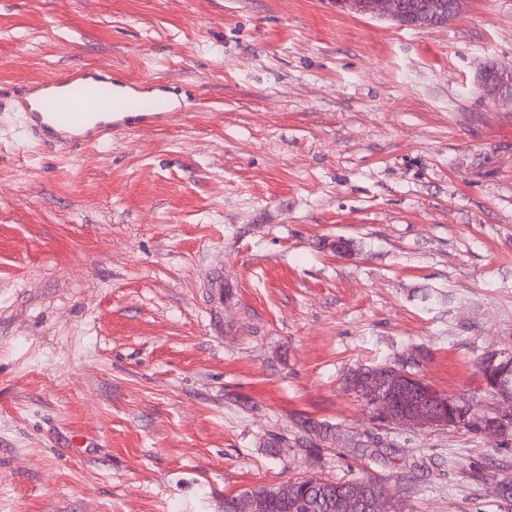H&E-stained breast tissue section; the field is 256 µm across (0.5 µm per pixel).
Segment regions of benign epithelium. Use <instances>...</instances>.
I'll use <instances>...</instances> for the list:
<instances>
[{
  "label": "benign epithelium",
  "instance_id": "7a95c632",
  "mask_svg": "<svg viewBox=\"0 0 512 512\" xmlns=\"http://www.w3.org/2000/svg\"><path fill=\"white\" fill-rule=\"evenodd\" d=\"M403 4L399 0H372L370 12L378 18H391L400 14ZM496 83L480 82L482 95L496 101L500 87L512 85V68L503 66L495 69ZM503 359V365L496 369L492 382L497 389L512 387V355L493 354L490 364ZM357 390L366 395H379L378 416L386 422H395L401 426L413 428L447 427L451 425L450 408L452 401L448 396L425 383L415 375L404 371L358 368L353 371ZM484 424L492 429L506 430L512 421V413L498 411L494 415L482 418ZM270 503L263 496L245 494L236 500V512H268ZM344 508L346 512H386L384 499H369L355 487L347 495Z\"/></svg>",
  "mask_w": 512,
  "mask_h": 512
}]
</instances>
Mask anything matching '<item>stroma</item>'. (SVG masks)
<instances>
[{"label":"stroma","mask_w":512,"mask_h":512,"mask_svg":"<svg viewBox=\"0 0 512 512\" xmlns=\"http://www.w3.org/2000/svg\"><path fill=\"white\" fill-rule=\"evenodd\" d=\"M101 62L174 88L171 121L71 157L0 128V512H224L369 473L396 512H512V436L381 423L344 386L396 364L498 406L512 99L479 76L512 64V0L421 30L332 0H0V113ZM502 358L503 363L499 368L496 369L495 374L493 376V372L489 371L488 366L485 365V361H481L480 363V369L483 373V376L486 380L487 386L489 390L492 392V394L495 396L494 387L491 384V378L493 376L492 382L495 384L497 389H499L502 393L503 389L510 386L512 387V371L510 372V369H512V357L510 353H503V354H493L490 356L489 363L491 364V368H496L495 363L496 361ZM508 366H507V365Z\"/></svg>","instance_id":"obj_1"}]
</instances>
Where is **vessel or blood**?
Returning <instances> with one entry per match:
<instances>
[{
    "label": "vessel or blood",
    "mask_w": 512,
    "mask_h": 512,
    "mask_svg": "<svg viewBox=\"0 0 512 512\" xmlns=\"http://www.w3.org/2000/svg\"><path fill=\"white\" fill-rule=\"evenodd\" d=\"M148 87V82L85 65L24 86L13 109L24 115V138L71 154L105 144L117 130L169 122L166 102L147 96Z\"/></svg>",
    "instance_id": "b4317fda"
}]
</instances>
